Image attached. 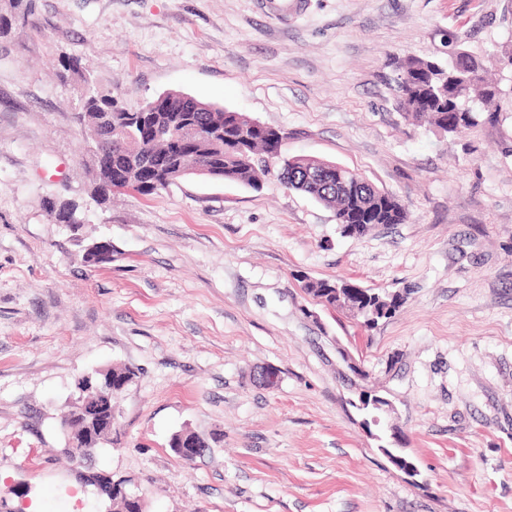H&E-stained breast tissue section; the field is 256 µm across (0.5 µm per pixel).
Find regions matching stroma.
<instances>
[{
    "label": "stroma",
    "mask_w": 512,
    "mask_h": 512,
    "mask_svg": "<svg viewBox=\"0 0 512 512\" xmlns=\"http://www.w3.org/2000/svg\"><path fill=\"white\" fill-rule=\"evenodd\" d=\"M451 35L500 90L493 120L453 135L402 114L395 67L445 59ZM510 53L512 0H32L0 37V497L108 512L61 422L78 379L119 364L136 377L91 467L143 512H512ZM62 55L125 106L179 91L280 130L288 156L359 173L408 218L347 236L274 178L98 203ZM49 198L82 224L54 223ZM101 239L111 263L85 262ZM308 278L402 303L369 327ZM363 391L391 411L360 410ZM184 429L210 450L182 459Z\"/></svg>",
    "instance_id": "obj_1"
}]
</instances>
